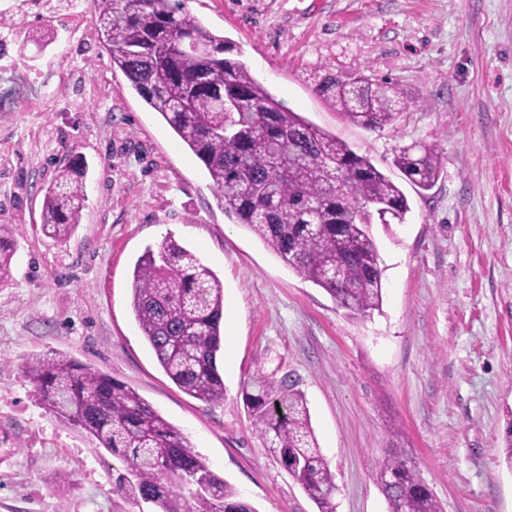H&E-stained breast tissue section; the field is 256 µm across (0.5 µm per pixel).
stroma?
Listing matches in <instances>:
<instances>
[{
    "mask_svg": "<svg viewBox=\"0 0 512 512\" xmlns=\"http://www.w3.org/2000/svg\"><path fill=\"white\" fill-rule=\"evenodd\" d=\"M285 108L345 141L406 194L372 225L383 304L339 307L216 202L203 165L102 49L90 0H0V224L16 247L0 286V512H153L114 492L123 462L41 405L33 358L132 387L257 512H318L265 448L241 389L288 378L336 475V512H388L371 476L406 457L442 512H512V0H187ZM389 80L407 108L367 131L315 91L319 75ZM441 155L427 191L398 147ZM86 206L65 241L41 230L43 190L74 156ZM174 237L224 284V400L182 392L131 308L132 270Z\"/></svg>",
    "mask_w": 512,
    "mask_h": 512,
    "instance_id": "35a3bbf8",
    "label": "stroma"
}]
</instances>
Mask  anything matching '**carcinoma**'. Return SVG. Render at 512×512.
Listing matches in <instances>:
<instances>
[{
  "label": "carcinoma",
  "mask_w": 512,
  "mask_h": 512,
  "mask_svg": "<svg viewBox=\"0 0 512 512\" xmlns=\"http://www.w3.org/2000/svg\"><path fill=\"white\" fill-rule=\"evenodd\" d=\"M92 6L112 68L202 163L224 215L350 314L380 310L382 270L369 228L375 217L403 223L410 207L399 186L343 140L284 108L230 56L234 44L186 11L183 0H92ZM316 92L344 120L370 131L394 125L407 108L392 82L363 72L325 74ZM395 163L422 190L441 174L440 155L424 146L399 148ZM85 175L77 158L46 187L41 219L49 237L64 240L80 223ZM8 235L1 224L0 285L13 258ZM131 307L169 379L196 399L223 402L224 285L216 273L170 237L137 259ZM27 371L48 411L126 463L113 478L115 492L155 512H257L125 383L60 359L38 358ZM243 400L266 447L318 512H336L335 474L302 393L286 378L260 376ZM372 476L389 512H442L403 457L378 461Z\"/></svg>",
  "instance_id": "cac0c4a2"
}]
</instances>
